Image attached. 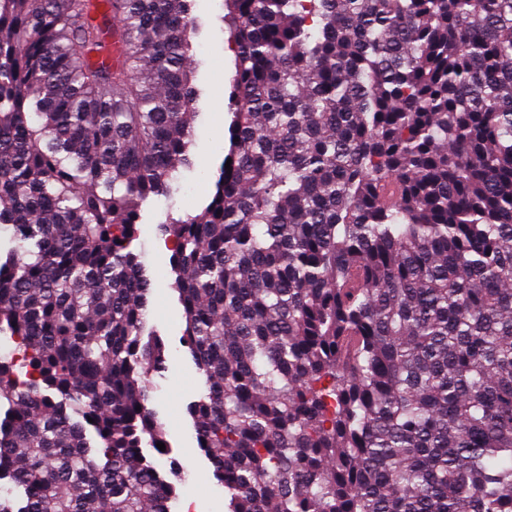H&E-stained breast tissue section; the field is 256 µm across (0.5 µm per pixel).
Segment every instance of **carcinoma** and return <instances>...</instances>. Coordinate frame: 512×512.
Masks as SVG:
<instances>
[{"label": "carcinoma", "instance_id": "obj_1", "mask_svg": "<svg viewBox=\"0 0 512 512\" xmlns=\"http://www.w3.org/2000/svg\"><path fill=\"white\" fill-rule=\"evenodd\" d=\"M103 2L0 0V512L173 499L134 242L190 164L194 0ZM224 10L231 170L159 230L229 512H512V0Z\"/></svg>", "mask_w": 512, "mask_h": 512}]
</instances>
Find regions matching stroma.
<instances>
[{
    "label": "stroma",
    "mask_w": 512,
    "mask_h": 512,
    "mask_svg": "<svg viewBox=\"0 0 512 512\" xmlns=\"http://www.w3.org/2000/svg\"><path fill=\"white\" fill-rule=\"evenodd\" d=\"M196 32L192 37L190 67L199 93L192 121L191 163L177 172L169 190L143 202L139 237L141 261L152 281L148 296L147 331L165 343L166 369L153 380L152 407L164 426L166 454L145 449L144 454L163 477L173 478L175 497L171 512H226L224 488L213 475V466L199 448L190 403L205 392L189 349L181 341L185 329L182 306L171 284L175 278L171 252L158 230L169 219L200 212L214 192L218 166L228 148L227 132L219 131L215 117L227 114L235 54L224 28L223 0H196Z\"/></svg>",
    "instance_id": "stroma-1"
}]
</instances>
